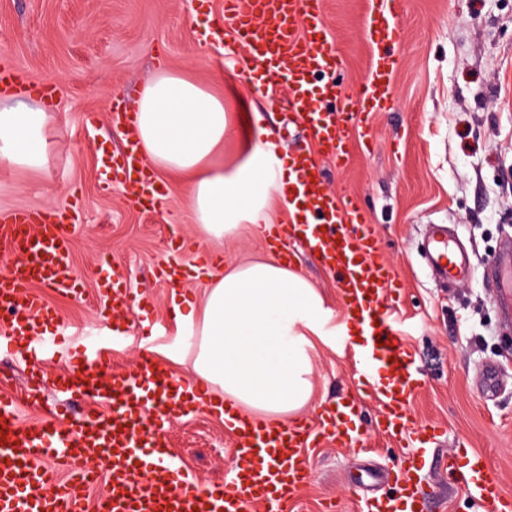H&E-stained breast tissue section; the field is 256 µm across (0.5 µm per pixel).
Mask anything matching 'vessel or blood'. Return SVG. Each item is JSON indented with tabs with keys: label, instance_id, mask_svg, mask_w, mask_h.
I'll return each mask as SVG.
<instances>
[{
	"label": "vessel or blood",
	"instance_id": "b4317fda",
	"mask_svg": "<svg viewBox=\"0 0 512 512\" xmlns=\"http://www.w3.org/2000/svg\"><path fill=\"white\" fill-rule=\"evenodd\" d=\"M399 0H369L372 58L364 83L344 94L336 75L342 66L334 47L323 40L324 0H224V25L249 49L253 69H274V84L287 85L288 109L303 123L313 148L298 146L293 155L295 212L270 231L285 255L295 246L317 254L319 264L336 277L343 310L361 328V344L350 357L360 384L379 406L376 428L405 449L395 469L396 494L365 495L359 512H426V495L418 474L439 428L415 422L414 395L426 383L406 344L396 296L401 283L383 258L374 220L355 197L328 187L323 158L337 168L347 163L345 134L362 111L394 108L390 81L395 69L391 50L401 38ZM319 76L310 90L311 76ZM39 93L53 99L51 86L24 79L14 68L0 67V93ZM114 182L129 201L153 199L157 189L138 146L126 142L112 155ZM67 212L19 209L0 214V310L10 314L7 344L12 354L41 358L36 344L57 323L55 310L41 288L76 295L81 276L71 260ZM428 259L433 276L444 282L465 277L471 267L467 251L452 246L448 228L432 227ZM496 302L512 307V242H504L489 266ZM109 349L73 356L72 368L55 378L57 393L91 399L108 398L111 410H91L69 419L56 410L44 420L21 424L17 410L37 398L43 374L29 372L20 393H0V512H86L87 488L104 483L96 512H279L295 500L312 476L309 448L329 437L355 447L361 436L349 425L355 402L325 407L317 420L270 424L244 418L232 405L217 407L214 394L195 380L176 377L152 356L135 368L105 374ZM205 408L223 409L231 438L232 469L224 480L200 485L177 464L170 450V426ZM461 485L487 512H512L498 474L483 455L472 452L459 467Z\"/></svg>",
	"mask_w": 512,
	"mask_h": 512
}]
</instances>
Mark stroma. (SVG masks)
Instances as JSON below:
<instances>
[{"instance_id":"1","label":"stroma","mask_w":512,"mask_h":512,"mask_svg":"<svg viewBox=\"0 0 512 512\" xmlns=\"http://www.w3.org/2000/svg\"><path fill=\"white\" fill-rule=\"evenodd\" d=\"M324 2L326 43L341 56V79L350 90L363 83L370 64L367 0ZM223 13L224 0L203 7L198 0H0V64L56 88L45 128L46 168L0 161V214L78 209L72 262L82 293L42 291L69 334L65 357L42 362L47 378L69 367L78 342L111 344L117 322L134 337L113 346L112 369L133 368L148 353L174 375L191 374L190 364L169 358L182 342L171 317L174 285L155 268L175 265L182 272L177 286L201 296L203 282L188 275L197 262V226L178 186L148 212L127 204L113 186L99 152L126 139L113 121L114 97L134 106L163 64L222 97L225 111L260 113L283 151L306 139L303 126L288 124L270 103L283 88L256 93L243 66L215 77L235 39L221 25ZM398 14L395 107L364 119L374 150L350 134L348 163L329 169V186L358 196L370 211L384 256L403 283L405 339L426 380L412 400L413 416L444 429L421 472L429 512H482L470 494L452 489L445 462L452 454L484 453L512 496V321L504 320L486 275L512 236V0H401ZM433 224L448 225L472 252L467 280L441 286L430 277L422 245ZM292 262L325 297L335 322H343L333 276L304 251ZM115 270L137 297L117 317L100 293L101 279ZM313 363L314 398L303 417L316 418L336 398H356L364 447L354 451L327 439L312 449L311 482L288 512H353V499L366 490L396 492L386 474L402 450L375 431L377 405L354 380L348 348L316 343ZM490 364L501 369L492 396L478 381ZM168 434L177 461L200 484L222 481L231 469V441L219 415L191 413Z\"/></svg>"}]
</instances>
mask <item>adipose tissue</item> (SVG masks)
<instances>
[{
    "mask_svg": "<svg viewBox=\"0 0 512 512\" xmlns=\"http://www.w3.org/2000/svg\"><path fill=\"white\" fill-rule=\"evenodd\" d=\"M252 145L232 168L214 164L236 116L223 98L168 69L145 85L136 106V136L152 171L177 178L190 201L199 241L233 239L242 225L269 234L285 161L253 117ZM44 108L0 105V158L40 170L45 165ZM206 279L201 298L173 294L172 314L188 342L195 377L219 389L244 414L286 423L313 395V338L355 341V325L332 324L324 297L276 257L194 267Z\"/></svg>",
    "mask_w": 512,
    "mask_h": 512,
    "instance_id": "1",
    "label": "adipose tissue"
}]
</instances>
